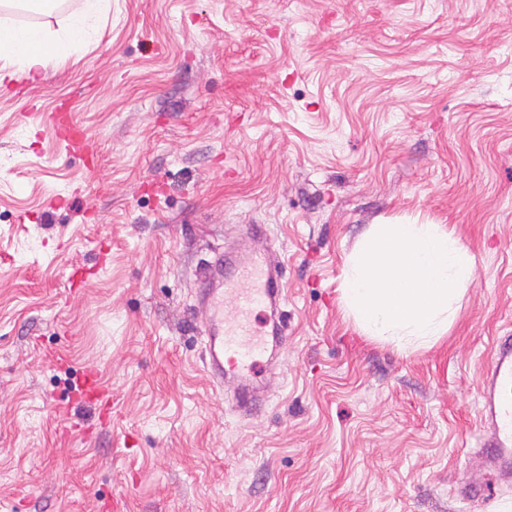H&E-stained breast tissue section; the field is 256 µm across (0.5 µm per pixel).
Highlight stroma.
I'll list each match as a JSON object with an SVG mask.
<instances>
[{
    "instance_id": "obj_1",
    "label": "stroma",
    "mask_w": 512,
    "mask_h": 512,
    "mask_svg": "<svg viewBox=\"0 0 512 512\" xmlns=\"http://www.w3.org/2000/svg\"><path fill=\"white\" fill-rule=\"evenodd\" d=\"M59 108L94 164L61 151ZM391 223L474 260L428 350L342 307L347 257ZM249 224L288 328L244 416L192 290ZM510 330L512 0H112L80 61L0 82V512H512L497 472L492 501L459 493Z\"/></svg>"
}]
</instances>
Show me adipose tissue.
Returning <instances> with one entry per match:
<instances>
[{
  "label": "adipose tissue",
  "mask_w": 512,
  "mask_h": 512,
  "mask_svg": "<svg viewBox=\"0 0 512 512\" xmlns=\"http://www.w3.org/2000/svg\"><path fill=\"white\" fill-rule=\"evenodd\" d=\"M111 7L110 0H81L79 10L65 17L58 29L24 32L13 24L0 23V81L37 72L71 48L91 40L97 22Z\"/></svg>",
  "instance_id": "1"
}]
</instances>
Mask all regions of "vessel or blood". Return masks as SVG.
I'll list each match as a JSON object with an SVG mask.
<instances>
[{"mask_svg": "<svg viewBox=\"0 0 512 512\" xmlns=\"http://www.w3.org/2000/svg\"><path fill=\"white\" fill-rule=\"evenodd\" d=\"M68 151L92 154L93 149L70 115H53ZM194 298L204 314L200 335L205 344L204 366L217 387L235 385L236 404L250 413L263 403V364H274L284 334L282 305L286 288L279 263L268 252L246 256L213 252L197 273ZM270 313L271 333L257 334L252 318L257 309ZM480 418L489 428L482 464L512 473V334L496 337L482 375Z\"/></svg>", "mask_w": 512, "mask_h": 512, "instance_id": "1", "label": "vessel or blood"}]
</instances>
